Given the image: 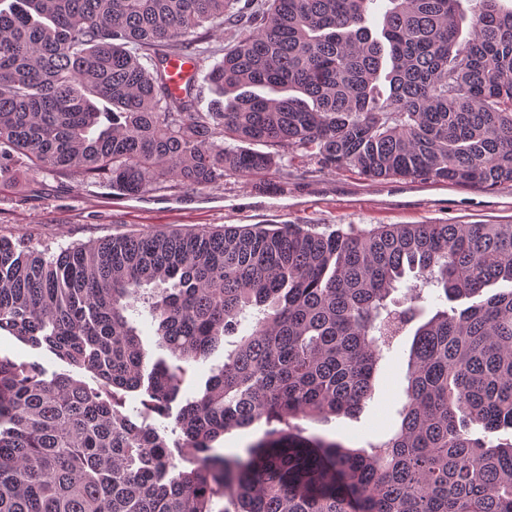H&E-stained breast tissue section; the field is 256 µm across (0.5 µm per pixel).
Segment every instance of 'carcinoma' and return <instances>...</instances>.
I'll return each instance as SVG.
<instances>
[{
	"label": "carcinoma",
	"instance_id": "cac0c4a2",
	"mask_svg": "<svg viewBox=\"0 0 512 512\" xmlns=\"http://www.w3.org/2000/svg\"><path fill=\"white\" fill-rule=\"evenodd\" d=\"M375 2L267 0L204 74L202 112L193 85L170 92L165 61L204 57L196 31L240 0H12L0 184L206 188L300 148L369 178L512 185V9L478 0L462 42L459 0H388L379 39ZM500 281L512 224L226 226L57 254L0 236V336L68 366L0 354V512H512V442L492 437L512 428V287L484 295ZM402 287L408 306L390 308ZM144 310L174 361L144 347ZM415 321L400 427L368 452L303 435L301 420L362 408ZM229 336L184 396L188 365ZM258 423L243 451L216 447ZM231 348L232 347L228 346L226 343H222L205 364H193L189 366L184 385V393L191 395L199 389L210 375V368L222 365L224 362V352L226 354L227 350Z\"/></svg>",
	"mask_w": 512,
	"mask_h": 512
}]
</instances>
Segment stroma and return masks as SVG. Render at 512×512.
Returning <instances> with one entry per match:
<instances>
[{
    "label": "stroma",
    "instance_id": "stroma-1",
    "mask_svg": "<svg viewBox=\"0 0 512 512\" xmlns=\"http://www.w3.org/2000/svg\"><path fill=\"white\" fill-rule=\"evenodd\" d=\"M282 168L264 181L237 176L190 192L149 191L125 198L110 184L31 172L0 187V235L49 241L52 248L155 230L315 224L368 230L382 224H512V187L488 190L450 183L373 179L357 170H323L301 150L286 151ZM412 331L379 364L374 393L359 413L306 422L308 432L351 448L391 432L407 386Z\"/></svg>",
    "mask_w": 512,
    "mask_h": 512
}]
</instances>
